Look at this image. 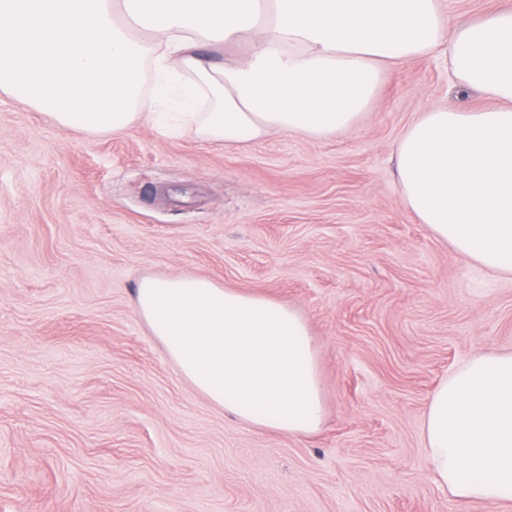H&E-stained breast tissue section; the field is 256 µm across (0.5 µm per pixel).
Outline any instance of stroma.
<instances>
[{
  "mask_svg": "<svg viewBox=\"0 0 512 512\" xmlns=\"http://www.w3.org/2000/svg\"><path fill=\"white\" fill-rule=\"evenodd\" d=\"M495 105L423 56L350 130L227 149L0 96V512H512L440 489L421 434L442 378L512 350V275L421 224L393 159L420 112ZM148 275L295 307L319 340L322 428L212 406L135 311Z\"/></svg>",
  "mask_w": 512,
  "mask_h": 512,
  "instance_id": "obj_1",
  "label": "stroma"
}]
</instances>
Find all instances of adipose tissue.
<instances>
[{"mask_svg":"<svg viewBox=\"0 0 512 512\" xmlns=\"http://www.w3.org/2000/svg\"><path fill=\"white\" fill-rule=\"evenodd\" d=\"M246 45L205 63L204 49ZM446 55L492 109H430L394 150L400 193L461 256L512 275V10L451 27L443 0H0V92L64 127L117 134L145 81L225 146L353 126L388 69ZM137 315L210 404L265 430L319 429L315 338L292 307L210 278L146 276ZM422 436L457 501L512 503V352L478 351L435 387Z\"/></svg>","mask_w":512,"mask_h":512,"instance_id":"obj_1","label":"adipose tissue"}]
</instances>
